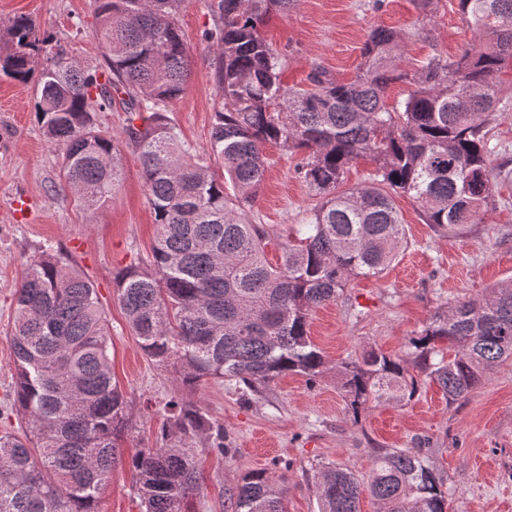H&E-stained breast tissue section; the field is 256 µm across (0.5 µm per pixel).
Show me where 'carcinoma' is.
<instances>
[{
  "label": "carcinoma",
  "mask_w": 512,
  "mask_h": 512,
  "mask_svg": "<svg viewBox=\"0 0 512 512\" xmlns=\"http://www.w3.org/2000/svg\"><path fill=\"white\" fill-rule=\"evenodd\" d=\"M297 2L209 0L204 40L222 101L204 156L167 116L191 65L178 24L185 0H95L106 69L86 71L58 49L39 73L36 117L62 150V192L86 210L102 208L122 182L124 151L139 157L157 237L148 261L113 274L114 293L145 355L176 369L186 387L228 379L257 393L284 372L318 378L326 359L309 336V316L351 277L378 276L397 259L404 225L394 195H410L426 223L451 233L493 205L495 180L512 177L492 166L486 138L488 117L509 91L499 73L512 66V0H458L475 40L455 58L435 54L404 70L397 33L376 28L355 80L338 83L318 68L309 89L283 84L282 60L260 34L270 14H288ZM44 43L31 19L12 18L0 30V72L28 81ZM398 81L411 90L390 106L386 91ZM115 103L128 114L119 137L94 119ZM268 143L304 153L296 173L317 199L309 223L288 229L276 266L265 256L266 226L235 210L259 191ZM361 158L374 165L372 182L340 189ZM15 301L9 408L24 430L0 435V512H98L132 424L112 380L97 290L69 253L45 243ZM410 345L448 399L467 397L485 370L512 357V283L457 302ZM336 380L355 419L372 402L411 398L418 388L403 360L374 350L337 363ZM162 411L161 444L129 468L143 512H187L201 490L193 443L224 454V426L177 397ZM315 485L320 512H358L365 488L380 512L448 505L436 469L398 448L376 451L364 478L332 464ZM287 490L282 476L248 473L227 489V512H286Z\"/></svg>",
  "instance_id": "1"
}]
</instances>
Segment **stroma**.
Here are the masks:
<instances>
[{"label": "stroma", "mask_w": 512, "mask_h": 512, "mask_svg": "<svg viewBox=\"0 0 512 512\" xmlns=\"http://www.w3.org/2000/svg\"><path fill=\"white\" fill-rule=\"evenodd\" d=\"M19 15L82 68L103 70V50L93 35L94 0H0V22ZM180 25L191 45V75L168 116L203 154L220 104L213 56L202 39L212 25L208 0H186ZM378 26L401 35V66L409 71L433 52L455 56L474 40L458 0H434L426 23L413 0H299L290 14L273 15L261 33L285 57V84L304 88L317 68L338 82L352 81L367 36ZM36 102V81L0 73V406L12 390L14 293L49 242L69 252L96 286L111 330L112 377L129 401L135 429L123 441L99 512H140L128 462L159 444L163 418L156 407L178 393L223 424L229 449L221 456L198 443L204 483L189 512H224L225 489L259 471L286 476L287 512H319L317 466L333 463L362 476L378 448H406L429 459L450 489L447 512H501L512 504V360L487 371L455 402L420 377L412 399L372 404L356 424L334 371L337 362L371 348L413 361L411 338L450 303L512 282V180L496 182V206L452 235L427 224L412 197L395 196L405 229L398 259L380 276L351 278L338 299L310 317L311 340L328 364L317 382L286 372L259 395H242L229 381L207 380L186 390L174 370L157 367L143 353L114 294L113 273L146 261L157 232L136 155L125 152L122 186L112 203L83 210L55 191L61 153L42 134ZM266 157L264 181L244 206L248 219L274 234L307 223L315 197L295 171L300 155L270 145ZM18 196L26 199L25 209L14 208Z\"/></svg>", "instance_id": "35a3bbf8"}]
</instances>
